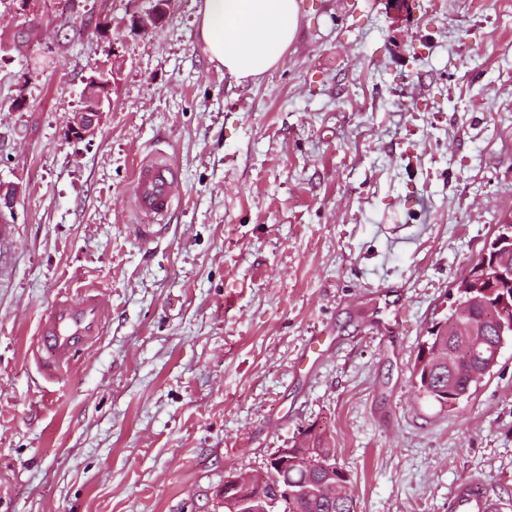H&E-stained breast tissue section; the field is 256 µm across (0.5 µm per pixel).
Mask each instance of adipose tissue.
<instances>
[{"label": "adipose tissue", "mask_w": 512, "mask_h": 512, "mask_svg": "<svg viewBox=\"0 0 512 512\" xmlns=\"http://www.w3.org/2000/svg\"><path fill=\"white\" fill-rule=\"evenodd\" d=\"M199 38L209 61L238 79H259L293 42L297 0H203Z\"/></svg>", "instance_id": "ef3b65f1"}]
</instances>
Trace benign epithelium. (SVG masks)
<instances>
[{
  "instance_id": "benign-epithelium-1",
  "label": "benign epithelium",
  "mask_w": 512,
  "mask_h": 512,
  "mask_svg": "<svg viewBox=\"0 0 512 512\" xmlns=\"http://www.w3.org/2000/svg\"><path fill=\"white\" fill-rule=\"evenodd\" d=\"M165 11L166 0H155L152 10L138 18L139 26L145 29L156 24ZM107 88L105 65L101 64L95 68V75L86 79L84 108L74 113L68 121L71 136L86 139L96 133ZM19 193L20 189L15 184H0V216L4 210L14 209ZM481 258V266L475 270V274L463 278L456 303L458 310L476 306L486 310L492 306L489 301L490 289L502 282L512 283V223L499 226L498 237L484 249ZM492 307L496 310L493 316L485 315L476 321L464 323L453 314L439 323L435 332L444 341L425 349L426 358H438L451 367L458 348L464 347L480 359L489 353V362L497 363L501 344L493 337H503L512 330V302L503 295ZM269 461L274 463V467L258 474L242 476L231 473L226 476L220 490L222 507L229 512H273L281 492L287 490V487L275 483L279 472L301 471L309 475L321 470L326 473V479L315 483L316 488L334 494L349 487L348 473L335 463L334 454L330 451L323 458L308 452L301 453L295 448H280Z\"/></svg>"
}]
</instances>
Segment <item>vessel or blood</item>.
Listing matches in <instances>:
<instances>
[{
	"instance_id": "vessel-or-blood-1",
	"label": "vessel or blood",
	"mask_w": 512,
	"mask_h": 512,
	"mask_svg": "<svg viewBox=\"0 0 512 512\" xmlns=\"http://www.w3.org/2000/svg\"><path fill=\"white\" fill-rule=\"evenodd\" d=\"M175 178L164 157L155 156L140 164L133 182L137 210L164 221L175 206ZM106 321L96 289H85L77 301L58 295L43 315L33 345L44 372L53 376L71 367L78 350L93 345L102 335ZM448 512H506V506L477 482L463 479L448 500Z\"/></svg>"
}]
</instances>
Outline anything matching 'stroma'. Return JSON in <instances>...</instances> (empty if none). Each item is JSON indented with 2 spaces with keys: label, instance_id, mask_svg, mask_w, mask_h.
Segmentation results:
<instances>
[{
  "label": "stroma",
  "instance_id": "1",
  "mask_svg": "<svg viewBox=\"0 0 512 512\" xmlns=\"http://www.w3.org/2000/svg\"><path fill=\"white\" fill-rule=\"evenodd\" d=\"M276 68L240 82L200 0H0V512H222L229 472L321 437L357 512L512 503V341L454 411L411 375L455 282L512 215V0H298ZM116 63L95 136L67 134ZM178 201L140 241L135 168ZM101 292L57 378L30 349L60 293ZM504 502L475 481L463 479L448 499V512H507Z\"/></svg>",
  "mask_w": 512,
  "mask_h": 512
}]
</instances>
